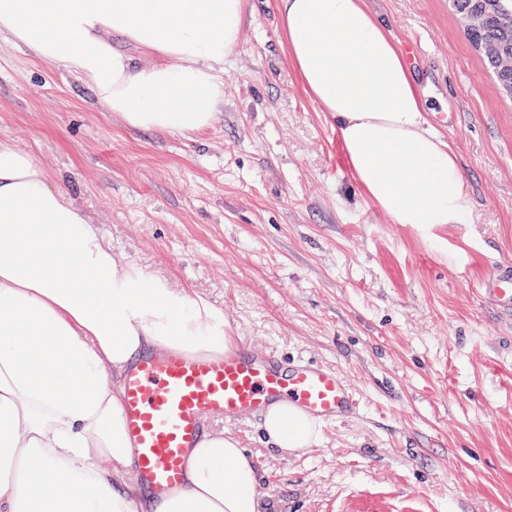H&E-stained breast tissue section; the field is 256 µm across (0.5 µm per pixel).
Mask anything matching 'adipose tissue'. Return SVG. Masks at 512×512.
<instances>
[{
  "mask_svg": "<svg viewBox=\"0 0 512 512\" xmlns=\"http://www.w3.org/2000/svg\"><path fill=\"white\" fill-rule=\"evenodd\" d=\"M248 0H0V38L62 63L134 130L205 131L224 104ZM288 54L336 123L352 173L396 223H465L455 150L366 0H277ZM222 310L112 250L38 162L0 139V512H138L123 377L142 352L230 350ZM262 430L281 454L316 421L276 403ZM152 512H264L240 442L205 435Z\"/></svg>",
  "mask_w": 512,
  "mask_h": 512,
  "instance_id": "obj_1",
  "label": "adipose tissue"
}]
</instances>
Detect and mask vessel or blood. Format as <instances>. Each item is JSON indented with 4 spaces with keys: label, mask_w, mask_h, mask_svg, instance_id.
<instances>
[{
    "label": "vessel or blood",
    "mask_w": 512,
    "mask_h": 512,
    "mask_svg": "<svg viewBox=\"0 0 512 512\" xmlns=\"http://www.w3.org/2000/svg\"><path fill=\"white\" fill-rule=\"evenodd\" d=\"M481 293L512 311V273L493 271ZM128 433L134 445V479L146 491L179 486L187 455L208 421L233 422L285 400L317 421L356 414L360 402L335 368L299 360L282 365L250 343L216 358L176 350L141 356L125 376Z\"/></svg>",
    "instance_id": "b4317fda"
}]
</instances>
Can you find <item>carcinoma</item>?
<instances>
[{
	"label": "carcinoma",
	"instance_id": "1",
	"mask_svg": "<svg viewBox=\"0 0 512 512\" xmlns=\"http://www.w3.org/2000/svg\"><path fill=\"white\" fill-rule=\"evenodd\" d=\"M454 9L499 88L512 86V0H456Z\"/></svg>",
	"mask_w": 512,
	"mask_h": 512
}]
</instances>
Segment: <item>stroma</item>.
<instances>
[{
  "mask_svg": "<svg viewBox=\"0 0 512 512\" xmlns=\"http://www.w3.org/2000/svg\"><path fill=\"white\" fill-rule=\"evenodd\" d=\"M457 151L466 223L426 234L356 182L336 125L287 55L275 0H250L224 105L203 134L115 120L61 63L0 40V138L43 166L113 251L205 297L236 340L336 368L361 408L283 457L240 440L266 512H512V315L481 296L512 269V98L450 0H367Z\"/></svg>",
  "mask_w": 512,
  "mask_h": 512,
  "instance_id": "stroma-1",
  "label": "stroma"
}]
</instances>
